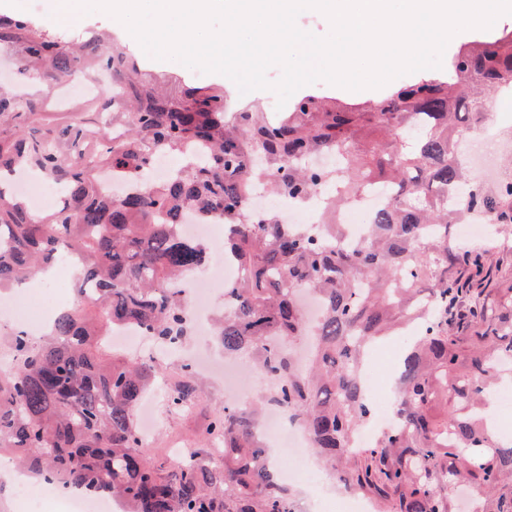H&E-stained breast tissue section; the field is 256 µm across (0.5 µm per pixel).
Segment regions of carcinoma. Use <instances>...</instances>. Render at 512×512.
Masks as SVG:
<instances>
[{"instance_id":"obj_1","label":"carcinoma","mask_w":512,"mask_h":512,"mask_svg":"<svg viewBox=\"0 0 512 512\" xmlns=\"http://www.w3.org/2000/svg\"><path fill=\"white\" fill-rule=\"evenodd\" d=\"M1 49L29 81L58 84L95 68L112 86L95 121L45 131L16 122L38 112L34 98L0 91V175L29 167L69 191L43 218L0 192V287L69 252L83 271L78 305L42 341L10 339L16 366L0 376V450L57 485L109 492L129 512H297L259 439L263 407L288 404L336 480L375 500L378 512H451L449 495L462 483L477 486L479 512H512V439L489 425L492 389L512 381V366L494 365L512 360V287H482L490 249L448 240V225L462 216L448 196L460 190L471 210L512 224V181L494 190L472 185L455 144L456 129L484 120L490 94L512 93V30L460 45L448 73L398 84L371 104L304 93L274 117L249 106L231 111L224 92L209 87L162 95L119 44L76 43L24 16L0 15ZM167 153L183 155V166L162 184L149 180ZM324 154L338 164H316ZM99 168L123 169L141 188L108 199ZM261 179L299 199L338 186L330 210L371 184L388 185L392 196L365 241L334 250L342 224L326 225L324 238L272 214H247ZM180 210L236 226L224 253L240 276L214 337L225 356L250 355L274 384L243 408L214 412L209 431L224 437L220 461L200 455L172 470L166 452L144 451L134 416L158 366L106 354L100 341L126 324L162 345L186 339L173 284L206 269L209 248L181 236ZM298 286L323 304L311 328ZM492 293L501 305L486 301ZM417 320L400 360L398 422L353 451L372 417L361 362L373 342ZM309 334L315 350L298 373L273 341ZM201 392L196 379L182 383L168 406L182 411Z\"/></svg>"}]
</instances>
